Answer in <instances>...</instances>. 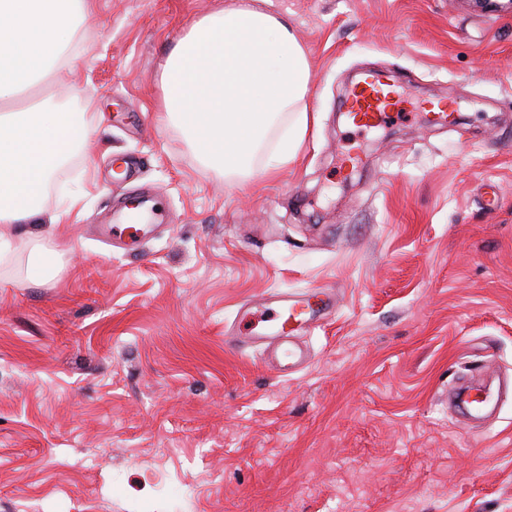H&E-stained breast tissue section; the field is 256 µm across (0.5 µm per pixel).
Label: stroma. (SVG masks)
Masks as SVG:
<instances>
[{"instance_id":"1","label":"stroma","mask_w":512,"mask_h":512,"mask_svg":"<svg viewBox=\"0 0 512 512\" xmlns=\"http://www.w3.org/2000/svg\"><path fill=\"white\" fill-rule=\"evenodd\" d=\"M230 0H92L68 77L90 132L51 179L56 276L0 284V512H512V11L466 0H267L310 62L294 161L244 187L163 112L161 64ZM399 112L361 129L360 72ZM454 119H427L434 105ZM164 221L107 237L127 200ZM334 294L280 375L240 306Z\"/></svg>"}]
</instances>
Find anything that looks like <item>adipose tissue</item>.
Returning a JSON list of instances; mask_svg holds the SVG:
<instances>
[{
	"mask_svg": "<svg viewBox=\"0 0 512 512\" xmlns=\"http://www.w3.org/2000/svg\"><path fill=\"white\" fill-rule=\"evenodd\" d=\"M91 0H0V223L36 224L50 171L88 136L51 98L21 103L43 79L68 78L67 54ZM309 60L286 17L232 0L195 21L164 58L163 109L202 163L238 185L256 165L293 160L304 140ZM41 284L55 265L38 238L0 234V266Z\"/></svg>",
	"mask_w": 512,
	"mask_h": 512,
	"instance_id": "adipose-tissue-1",
	"label": "adipose tissue"
}]
</instances>
